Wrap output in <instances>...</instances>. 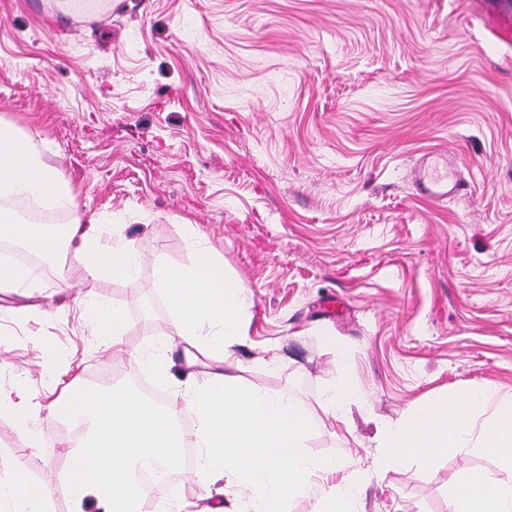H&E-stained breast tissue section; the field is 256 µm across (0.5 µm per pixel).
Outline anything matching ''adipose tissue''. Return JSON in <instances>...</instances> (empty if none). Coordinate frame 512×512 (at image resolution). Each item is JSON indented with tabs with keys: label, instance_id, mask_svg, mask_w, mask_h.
Segmentation results:
<instances>
[{
	"label": "adipose tissue",
	"instance_id": "ef3b65f1",
	"mask_svg": "<svg viewBox=\"0 0 512 512\" xmlns=\"http://www.w3.org/2000/svg\"><path fill=\"white\" fill-rule=\"evenodd\" d=\"M69 213L66 224H28L16 210L28 201ZM186 232L197 234L193 225ZM0 240L27 252L54 258L71 249L67 288L100 278L129 280L142 255L121 238L104 239L95 222H84L77 193L45 160V148L0 124ZM189 264L157 266V278L177 317V336L189 370L204 367L202 379L190 380L180 397L154 405L123 384L87 386L39 414L33 395L22 384L0 389V410L8 409L26 426L47 417L79 431L74 465L57 483L32 482L17 472L0 486L9 512H47L55 494L68 497L74 512L95 501L101 512H134L140 493L136 471L143 466L171 472L181 448L198 449L196 476L206 484L215 475L244 492L248 512H290L292 499L315 490L314 476L336 477L320 492L315 512H354L359 485L343 478L345 464L334 457L304 455L314 415L285 392H270L224 371V363L245 334L246 283L230 275L213 248L197 242ZM491 413L493 421L475 427ZM197 419L193 430L181 428L180 416ZM385 468L399 467L414 455L433 461L446 448H478L512 463V398L490 402L489 391L472 387L457 397L430 399L383 434ZM449 512H512V487L469 475L448 484Z\"/></svg>",
	"mask_w": 512,
	"mask_h": 512
}]
</instances>
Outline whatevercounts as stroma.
I'll use <instances>...</instances> for the list:
<instances>
[{
    "label": "stroma",
    "instance_id": "35a3bbf8",
    "mask_svg": "<svg viewBox=\"0 0 512 512\" xmlns=\"http://www.w3.org/2000/svg\"><path fill=\"white\" fill-rule=\"evenodd\" d=\"M0 123L146 255L76 292L67 259L45 260L38 292L0 294V388L48 404L75 382L182 385L180 353L161 374L136 359L177 332L155 262L188 264L193 224L250 288L225 372L315 413L332 379L365 395L305 450L346 462L357 512H448L462 472L512 485L476 448L386 469L380 443L436 395L512 396V0H0ZM427 152L465 180L442 204L407 179ZM103 305L126 314L127 358L87 319ZM73 435L0 413V483L57 481ZM244 508L214 482L179 510Z\"/></svg>",
    "mask_w": 512,
    "mask_h": 512
}]
</instances>
